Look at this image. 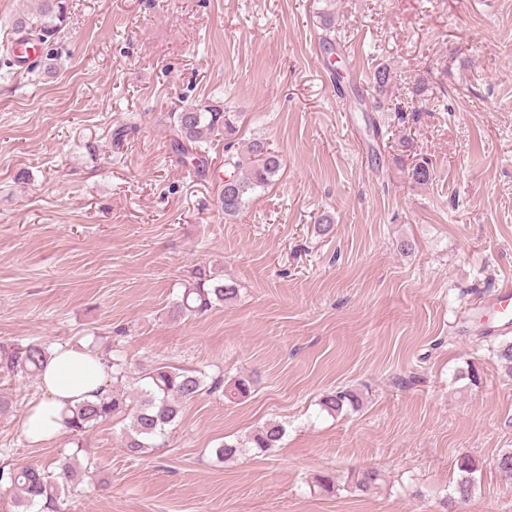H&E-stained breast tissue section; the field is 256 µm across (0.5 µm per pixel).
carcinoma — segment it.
I'll use <instances>...</instances> for the list:
<instances>
[{
  "label": "carcinoma",
  "mask_w": 512,
  "mask_h": 512,
  "mask_svg": "<svg viewBox=\"0 0 512 512\" xmlns=\"http://www.w3.org/2000/svg\"><path fill=\"white\" fill-rule=\"evenodd\" d=\"M66 20L63 0H42L37 12L16 18L15 26L18 31L33 33L46 42L65 27ZM170 117L175 133L174 145L183 156L191 155L203 161L197 146L214 133H224V138L228 139L226 149L233 146L229 138L236 133L237 114L227 111L218 101H199L171 113ZM282 164V157L257 138L247 146V154L228 155L226 174L232 189L228 195L223 192L218 195L224 215H238L258 190L273 185ZM408 178L417 185L427 184L431 180L429 161L414 164L408 171ZM238 292L235 283H226L213 272L199 267L194 272L193 283L184 288L174 303L173 311L179 315H202L216 305L235 300ZM51 354L49 345L38 339L24 345L0 341V369L37 378ZM220 389L224 390L226 398L241 400L250 394L251 385L246 378L236 379L228 385L219 378L208 382L198 371L160 365L145 374L143 384L133 390L115 389L96 402L82 403L71 410L66 425L75 451L56 460L57 479H51L49 472L39 464L7 469L0 466V493L10 496L12 512H69L65 484H76L87 476L88 466L79 463L78 454L82 448L80 440L91 428L107 421L121 423L126 451L131 455L145 454L159 447L158 439L178 417L184 402L206 391ZM359 406L357 393L347 389L330 392L321 400L322 410L332 416ZM285 433L283 425L269 422L254 434L251 443L261 451H268L278 447ZM459 470L462 477L454 492L463 502L472 492L476 465L471 458L463 456ZM383 484L382 474L374 469L362 470L352 479V488L364 493H377Z\"/></svg>",
  "instance_id": "1"
}]
</instances>
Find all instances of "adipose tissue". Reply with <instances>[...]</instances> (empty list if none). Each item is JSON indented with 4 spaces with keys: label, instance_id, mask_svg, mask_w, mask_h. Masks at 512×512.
Masks as SVG:
<instances>
[{
    "label": "adipose tissue",
    "instance_id": "1",
    "mask_svg": "<svg viewBox=\"0 0 512 512\" xmlns=\"http://www.w3.org/2000/svg\"><path fill=\"white\" fill-rule=\"evenodd\" d=\"M111 373L103 356L86 345L54 349L39 377L43 396L24 417L23 431L30 442L42 444L61 435L71 408L96 401Z\"/></svg>",
    "mask_w": 512,
    "mask_h": 512
}]
</instances>
